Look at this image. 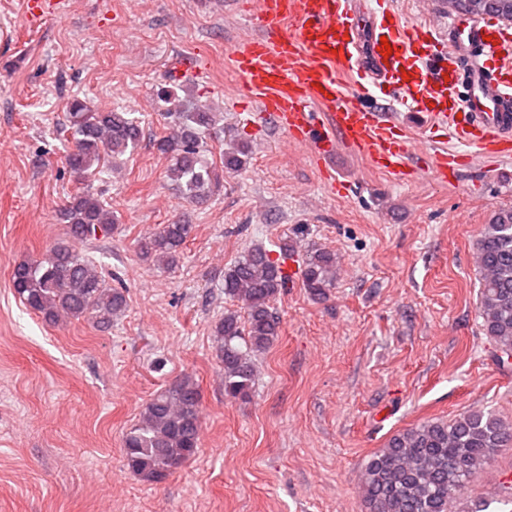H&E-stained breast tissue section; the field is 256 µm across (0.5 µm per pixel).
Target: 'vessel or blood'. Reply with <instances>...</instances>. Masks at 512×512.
<instances>
[{"label": "vessel or blood", "mask_w": 512, "mask_h": 512, "mask_svg": "<svg viewBox=\"0 0 512 512\" xmlns=\"http://www.w3.org/2000/svg\"><path fill=\"white\" fill-rule=\"evenodd\" d=\"M238 8L257 29L232 48L247 124H271L316 160L342 146L409 181L419 172L403 127L385 111L392 104L424 113V138L444 128L457 142L435 153L433 179L447 180L461 159L512 157V24L459 16L443 34L447 0H433L420 25L358 11L354 0H240ZM344 75L355 78L353 95L341 91Z\"/></svg>", "instance_id": "vessel-or-blood-1"}]
</instances>
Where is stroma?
Segmentation results:
<instances>
[{"mask_svg":"<svg viewBox=\"0 0 512 512\" xmlns=\"http://www.w3.org/2000/svg\"><path fill=\"white\" fill-rule=\"evenodd\" d=\"M26 0H0V512H365L361 469L396 432L486 407L512 418V364L481 331L478 233L512 204V158L459 166L448 183L405 182L342 150L325 168L282 132L243 124L232 45L253 35L229 0H60L38 27ZM202 78L175 79L185 58ZM224 113L207 158L222 186L193 206L154 142L163 87ZM135 113L142 138L93 182L117 216L80 249L128 307L111 329L45 322L16 296L19 261L61 234L79 189L61 124L73 97ZM242 148L239 168L224 147ZM335 176L348 192H332ZM184 219L178 265L143 261L140 236ZM335 252L326 300L302 283L274 303L278 341L251 396H225L214 323L231 303L224 270L254 245ZM202 394L200 449L148 483L126 469L123 436L182 374Z\"/></svg>","mask_w":512,"mask_h":512,"instance_id":"obj_1","label":"stroma"}]
</instances>
